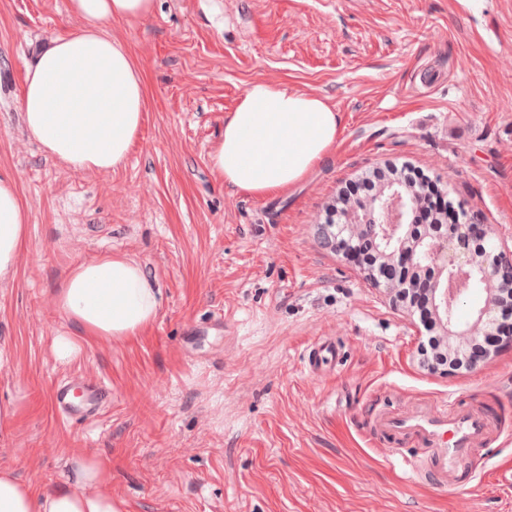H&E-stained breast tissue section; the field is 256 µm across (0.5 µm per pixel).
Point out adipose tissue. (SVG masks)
<instances>
[{"label": "adipose tissue", "mask_w": 512, "mask_h": 512, "mask_svg": "<svg viewBox=\"0 0 512 512\" xmlns=\"http://www.w3.org/2000/svg\"><path fill=\"white\" fill-rule=\"evenodd\" d=\"M154 6L155 0H69L77 26L52 33L26 63L19 99L26 134L45 155L77 171L124 165L142 128L148 91L112 24L146 19ZM340 133V114L328 99L256 81L225 117L209 163L225 186L263 197L303 181L329 157ZM28 224L15 178L0 172V279L14 275ZM159 295L128 256L109 253L74 265L55 293L74 327L55 338L56 358L74 360L89 339L138 335L155 320ZM68 468L62 482L41 492L0 468V512H123L105 489L110 475L99 460L76 455Z\"/></svg>", "instance_id": "adipose-tissue-1"}]
</instances>
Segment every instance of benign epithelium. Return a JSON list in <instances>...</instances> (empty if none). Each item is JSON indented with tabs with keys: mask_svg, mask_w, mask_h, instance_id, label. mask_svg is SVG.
I'll use <instances>...</instances> for the list:
<instances>
[{
	"mask_svg": "<svg viewBox=\"0 0 512 512\" xmlns=\"http://www.w3.org/2000/svg\"><path fill=\"white\" fill-rule=\"evenodd\" d=\"M422 194L400 182L383 184L372 197L348 203L341 223L322 225L323 239L347 258L359 251L353 241L366 242L375 254L361 264L367 282L408 310L425 304L433 333L428 370L470 371L512 348V324L495 318L512 309V260L495 252L489 224L413 223ZM475 284L486 289L485 304L461 323L456 308Z\"/></svg>",
	"mask_w": 512,
	"mask_h": 512,
	"instance_id": "7a95c632",
	"label": "benign epithelium"
}]
</instances>
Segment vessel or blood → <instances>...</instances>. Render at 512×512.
Here are the masks:
<instances>
[{
  "instance_id": "vessel-or-blood-1",
  "label": "vessel or blood",
  "mask_w": 512,
  "mask_h": 512,
  "mask_svg": "<svg viewBox=\"0 0 512 512\" xmlns=\"http://www.w3.org/2000/svg\"><path fill=\"white\" fill-rule=\"evenodd\" d=\"M377 427L382 434L428 449L441 484L451 490L463 484L470 450L483 445L488 435L485 415L453 397L436 408L416 406L396 415H380Z\"/></svg>"
}]
</instances>
